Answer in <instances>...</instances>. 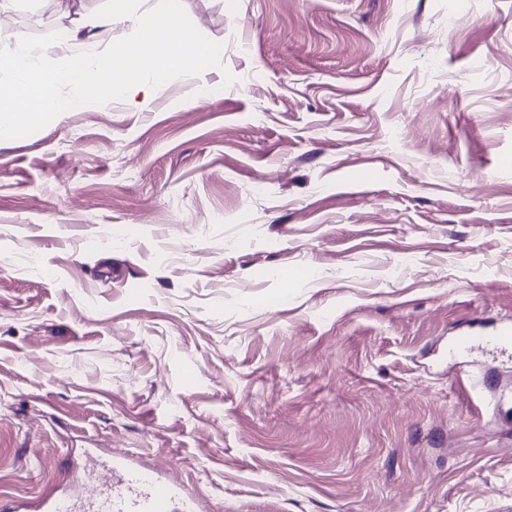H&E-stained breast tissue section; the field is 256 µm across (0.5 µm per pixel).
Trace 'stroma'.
<instances>
[{"label": "stroma", "mask_w": 512, "mask_h": 512, "mask_svg": "<svg viewBox=\"0 0 512 512\" xmlns=\"http://www.w3.org/2000/svg\"><path fill=\"white\" fill-rule=\"evenodd\" d=\"M182 5L222 68L0 140V496L512 512V0ZM489 347L504 351L511 348L512 328L506 326L502 330H496L493 336H459L454 342V349L462 351ZM118 479L102 487L87 507L76 496L57 493L40 504L42 512H202L201 494L177 484L156 470L136 465L124 456L112 458Z\"/></svg>", "instance_id": "obj_1"}]
</instances>
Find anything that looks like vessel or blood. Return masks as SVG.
I'll return each instance as SVG.
<instances>
[{
  "instance_id": "vessel-or-blood-1",
  "label": "vessel or blood",
  "mask_w": 512,
  "mask_h": 512,
  "mask_svg": "<svg viewBox=\"0 0 512 512\" xmlns=\"http://www.w3.org/2000/svg\"><path fill=\"white\" fill-rule=\"evenodd\" d=\"M455 349L512 348V328L495 331L491 336H461ZM116 482L106 485L82 507L75 496L57 493L40 504L41 512H203L198 491L177 484L156 470L136 465L130 458L119 456L112 460Z\"/></svg>"
}]
</instances>
